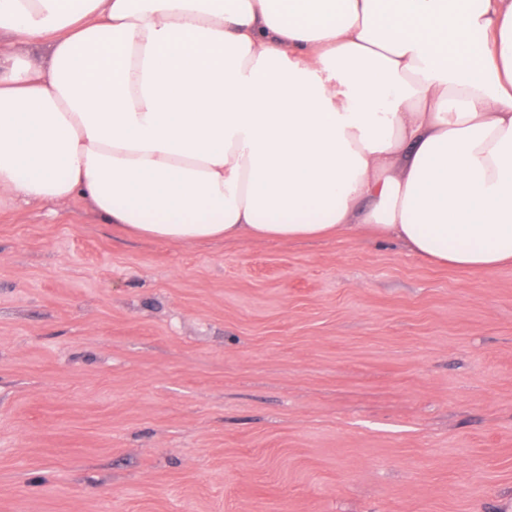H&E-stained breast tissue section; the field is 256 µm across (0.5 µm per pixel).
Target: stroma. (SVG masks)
<instances>
[{"label":"stroma","mask_w":512,"mask_h":512,"mask_svg":"<svg viewBox=\"0 0 512 512\" xmlns=\"http://www.w3.org/2000/svg\"><path fill=\"white\" fill-rule=\"evenodd\" d=\"M0 512H512V266L0 197Z\"/></svg>","instance_id":"1"}]
</instances>
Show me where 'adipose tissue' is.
<instances>
[{
    "instance_id": "adipose-tissue-1",
    "label": "adipose tissue",
    "mask_w": 512,
    "mask_h": 512,
    "mask_svg": "<svg viewBox=\"0 0 512 512\" xmlns=\"http://www.w3.org/2000/svg\"><path fill=\"white\" fill-rule=\"evenodd\" d=\"M0 196L170 243L512 265V0H0ZM0 54L20 56L35 67L44 66L47 62V49L40 42L17 43L1 37Z\"/></svg>"
}]
</instances>
